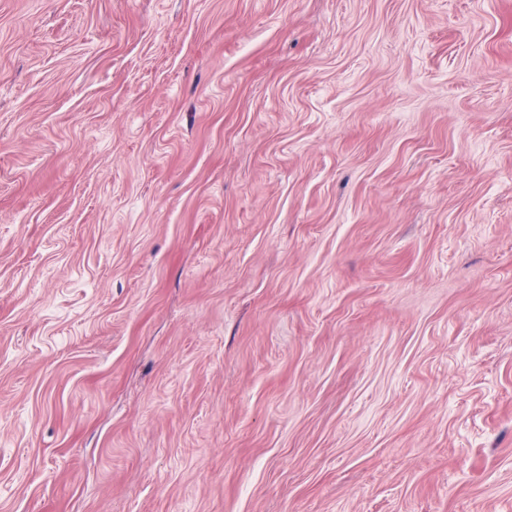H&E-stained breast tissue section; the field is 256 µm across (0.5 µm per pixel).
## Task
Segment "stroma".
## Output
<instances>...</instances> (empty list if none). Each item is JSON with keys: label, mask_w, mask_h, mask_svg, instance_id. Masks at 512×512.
I'll return each mask as SVG.
<instances>
[{"label": "stroma", "mask_w": 512, "mask_h": 512, "mask_svg": "<svg viewBox=\"0 0 512 512\" xmlns=\"http://www.w3.org/2000/svg\"><path fill=\"white\" fill-rule=\"evenodd\" d=\"M0 512H512V0H0Z\"/></svg>", "instance_id": "obj_1"}]
</instances>
